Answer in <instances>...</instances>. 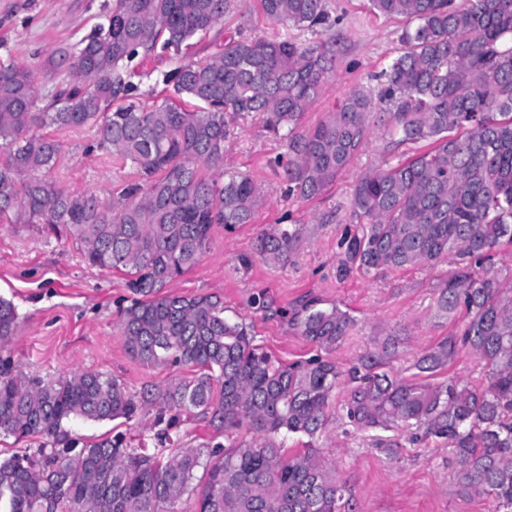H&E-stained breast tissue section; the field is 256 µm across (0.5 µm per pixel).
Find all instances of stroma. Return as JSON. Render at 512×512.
I'll return each instance as SVG.
<instances>
[{
  "mask_svg": "<svg viewBox=\"0 0 512 512\" xmlns=\"http://www.w3.org/2000/svg\"><path fill=\"white\" fill-rule=\"evenodd\" d=\"M106 0H0V60L35 70L37 107H45L68 76L55 66L61 49L79 42L102 21ZM337 23L316 33H297L269 21L258 0H235L222 23L196 37L184 55L156 52L141 61L142 85L153 88L155 101L174 98L172 86L161 84L164 72L183 59H203L217 52L225 39L302 36L334 50L333 71L317 99L304 112L300 127L308 131L328 119L337 102L351 90H375L373 74L399 52L402 20L376 16L368 0H331ZM226 166L250 176L264 190L253 223L226 231L217 226L199 262L172 281L167 290L178 295L211 294L224 301L226 317L252 327L256 344L272 359L288 366L321 358L350 368L386 338L396 342L388 368L412 378L414 365L428 349L461 329L466 312L446 316L437 310V285L456 266L405 270L385 269L369 275L356 272L339 279L338 241L355 224L352 194L366 172L385 168L400 157L422 152L419 144L395 146L379 123L335 183L318 196H290L281 161L284 143L254 116L227 117ZM44 135L60 142L61 154L47 180L74 193H93L109 202L127 184L140 181L131 166L95 149L92 125L56 129ZM278 224H296L301 236L288 259L262 260L258 238ZM126 276L112 269L88 266L74 240L48 235L39 224L0 222V296L10 299L19 323L0 358L16 369L45 378L77 371H100L120 379L133 393L179 376L175 367H148L131 358L117 326L118 306L126 297ZM338 307L353 324L346 339L325 350L306 341L292 315L305 303ZM382 448L372 433L333 424L314 446L337 478L351 490L355 512H499L493 496L464 492L455 476V453L436 438L409 440Z\"/></svg>",
  "mask_w": 512,
  "mask_h": 512,
  "instance_id": "1",
  "label": "stroma"
}]
</instances>
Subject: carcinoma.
Instances as JSON below:
<instances>
[{
  "label": "carcinoma",
  "instance_id": "obj_1",
  "mask_svg": "<svg viewBox=\"0 0 512 512\" xmlns=\"http://www.w3.org/2000/svg\"><path fill=\"white\" fill-rule=\"evenodd\" d=\"M276 24L303 32L332 26L329 0H259ZM378 16L402 17L400 53L381 71L378 95L351 91L314 130L298 131L333 69L324 45L239 35L204 60L163 75L194 108L167 100L146 106L130 63L157 50L190 46L233 9L232 0H113L98 25L60 51L70 80L35 110L33 74L0 62V219L26 217L70 237L91 266L127 272L129 296L119 327L129 353L147 365L191 375L131 393L114 376L84 371L65 379L13 372L0 360V435L38 446L0 457V512H352L349 489L312 442L332 421L343 376L314 359L284 367L255 344L249 327L224 316L217 296L164 291L194 267L215 224L252 223L261 187L226 171L225 115L258 116L288 146V193L303 199L336 182L385 104L384 133L396 145L428 149L360 178L352 205L362 220L345 229L339 273L434 266L457 269L437 285L439 311L463 306L460 334L429 349L420 373L448 366L461 348L488 368L489 381H404L380 370L395 341L386 339L350 371L359 381L342 406L359 429L414 426L455 450L456 477L469 493L490 494L512 512V275L482 268L495 247L512 244V0H369ZM93 124L95 148L133 165L142 181L107 206L38 176L60 153L42 127ZM296 227L266 233L258 251L288 259ZM19 314L0 297V348ZM301 336L333 349L351 318L336 307H306L293 317ZM147 406L154 447L121 433L74 437L73 419L126 422ZM195 414L225 442L194 447L180 434ZM307 438L300 452L284 440ZM204 470V482L197 471Z\"/></svg>",
  "mask_w": 512,
  "mask_h": 512
}]
</instances>
